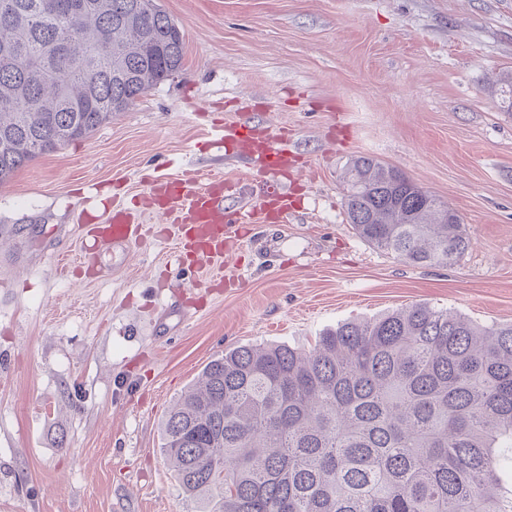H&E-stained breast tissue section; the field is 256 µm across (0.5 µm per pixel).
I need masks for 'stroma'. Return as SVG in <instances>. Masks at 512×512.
Segmentation results:
<instances>
[{
    "label": "stroma",
    "instance_id": "35a3bbf8",
    "mask_svg": "<svg viewBox=\"0 0 512 512\" xmlns=\"http://www.w3.org/2000/svg\"><path fill=\"white\" fill-rule=\"evenodd\" d=\"M183 66L85 138L0 185V512H194L162 452L174 400L224 350L309 349L326 330L415 303L512 323V0H157ZM285 135L261 172L221 125ZM371 156L461 215L448 268L363 241L343 176ZM223 173L248 209L217 272L160 234L148 178ZM297 209L266 217L262 188ZM144 233L91 235L113 204Z\"/></svg>",
    "mask_w": 512,
    "mask_h": 512
}]
</instances>
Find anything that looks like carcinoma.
Returning <instances> with one entry per match:
<instances>
[{
	"instance_id": "cac0c4a2",
	"label": "carcinoma",
	"mask_w": 512,
	"mask_h": 512,
	"mask_svg": "<svg viewBox=\"0 0 512 512\" xmlns=\"http://www.w3.org/2000/svg\"><path fill=\"white\" fill-rule=\"evenodd\" d=\"M55 2L0 0V184L182 68L180 28L152 0L74 17ZM103 37L110 68L89 55ZM344 191L358 236L402 261L448 267L469 248L460 216L370 157ZM162 451L196 512H512V323L415 304L309 350H227L171 407Z\"/></svg>"
}]
</instances>
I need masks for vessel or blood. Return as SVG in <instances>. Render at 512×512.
I'll return each mask as SVG.
<instances>
[{"instance_id": "1", "label": "vessel or blood", "mask_w": 512, "mask_h": 512, "mask_svg": "<svg viewBox=\"0 0 512 512\" xmlns=\"http://www.w3.org/2000/svg\"><path fill=\"white\" fill-rule=\"evenodd\" d=\"M223 137L247 146L248 157L259 169L275 172L288 164V155L278 138L256 139L250 123L241 122L224 129ZM151 201L172 218V237L192 249L196 264H223L224 244L236 232L224 205L223 176H211L202 185L189 174L158 180L152 187ZM142 231L136 212L120 207L113 209L97 238L125 245L139 240Z\"/></svg>"}]
</instances>
